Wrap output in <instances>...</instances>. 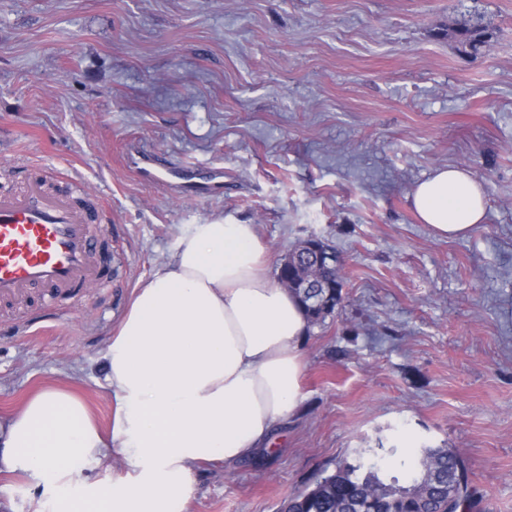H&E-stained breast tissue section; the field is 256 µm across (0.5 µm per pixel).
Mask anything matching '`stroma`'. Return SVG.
<instances>
[{
  "label": "stroma",
  "instance_id": "obj_1",
  "mask_svg": "<svg viewBox=\"0 0 512 512\" xmlns=\"http://www.w3.org/2000/svg\"><path fill=\"white\" fill-rule=\"evenodd\" d=\"M478 24V53L448 37ZM224 171L219 198L139 180L130 146ZM52 166L107 228L111 278L0 305V417L48 386L103 430L104 352L182 233L255 225L269 277L299 242L335 249L344 305L311 328L294 418L268 447L196 471L183 512H277L383 446L454 449L484 512H512V0H0V188ZM470 168L467 237L408 197Z\"/></svg>",
  "mask_w": 512,
  "mask_h": 512
}]
</instances>
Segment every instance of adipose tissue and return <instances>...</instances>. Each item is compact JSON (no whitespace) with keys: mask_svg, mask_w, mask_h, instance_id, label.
<instances>
[{"mask_svg":"<svg viewBox=\"0 0 512 512\" xmlns=\"http://www.w3.org/2000/svg\"><path fill=\"white\" fill-rule=\"evenodd\" d=\"M410 202L448 238L469 235L486 211L483 184L460 166L436 169ZM268 263L253 225H193L107 346L111 433L81 399L47 389L0 419V470L22 476L50 512H180L199 463L251 456L298 407L308 324ZM114 457L120 477L84 475Z\"/></svg>","mask_w":512,"mask_h":512,"instance_id":"ef3b65f1","label":"adipose tissue"}]
</instances>
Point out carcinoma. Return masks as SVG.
<instances>
[{"mask_svg": "<svg viewBox=\"0 0 512 512\" xmlns=\"http://www.w3.org/2000/svg\"><path fill=\"white\" fill-rule=\"evenodd\" d=\"M481 28H464L456 39L477 52L484 43ZM311 255L292 251L288 279L308 324L319 325L342 308L339 264L314 269ZM479 495L465 460L443 447L416 446L404 459L396 450L368 448L305 490L288 496L278 512H475Z\"/></svg>", "mask_w": 512, "mask_h": 512, "instance_id": "carcinoma-1", "label": "carcinoma"}]
</instances>
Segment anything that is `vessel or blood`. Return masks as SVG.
Returning <instances> with one entry per match:
<instances>
[{
	"mask_svg": "<svg viewBox=\"0 0 512 512\" xmlns=\"http://www.w3.org/2000/svg\"><path fill=\"white\" fill-rule=\"evenodd\" d=\"M142 176L169 183L187 198L220 197L224 172L199 178L194 166L175 168L142 153ZM103 226L74 192H54L45 179L0 191V302L22 303L35 288L57 295L101 280L98 252Z\"/></svg>",
	"mask_w": 512,
	"mask_h": 512,
	"instance_id": "b4317fda",
	"label": "vessel or blood"
}]
</instances>
